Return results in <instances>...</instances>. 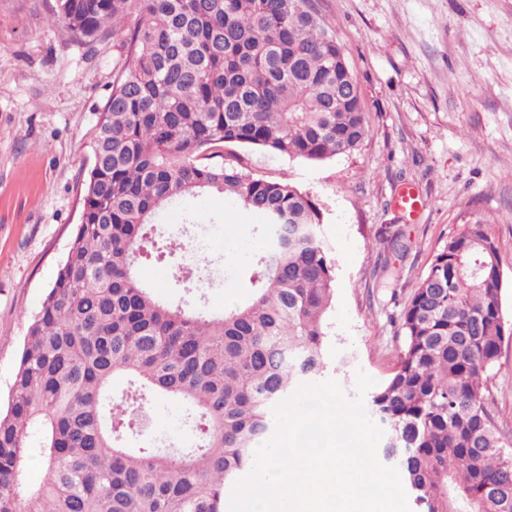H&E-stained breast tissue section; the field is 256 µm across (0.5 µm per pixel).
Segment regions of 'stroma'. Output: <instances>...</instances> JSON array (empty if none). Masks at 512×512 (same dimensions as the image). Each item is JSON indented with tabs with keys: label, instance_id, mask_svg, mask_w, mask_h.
Returning <instances> with one entry per match:
<instances>
[{
	"label": "stroma",
	"instance_id": "stroma-1",
	"mask_svg": "<svg viewBox=\"0 0 512 512\" xmlns=\"http://www.w3.org/2000/svg\"><path fill=\"white\" fill-rule=\"evenodd\" d=\"M53 0H0V408H6L29 323L51 288L80 220L90 138L112 88V37L86 46L51 25ZM356 78L371 129L361 148L318 163L247 146L256 176L289 181L323 212L335 260L324 379L356 397V377L391 375L396 318L434 255L483 220L498 246L505 323L512 326V0H317ZM412 190L416 214L396 204ZM197 218L208 263L199 284L213 313L245 300V270L261 249L245 216L217 195L165 211L168 229ZM401 251L385 253L394 232ZM388 268H381L380 254ZM488 386L497 426L512 438V338ZM133 448H186V412L155 397Z\"/></svg>",
	"mask_w": 512,
	"mask_h": 512
}]
</instances>
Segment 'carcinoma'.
I'll return each mask as SVG.
<instances>
[{
    "instance_id": "1",
    "label": "carcinoma",
    "mask_w": 512,
    "mask_h": 512,
    "mask_svg": "<svg viewBox=\"0 0 512 512\" xmlns=\"http://www.w3.org/2000/svg\"><path fill=\"white\" fill-rule=\"evenodd\" d=\"M84 44L112 33L121 62L90 142L80 223L28 326L0 410V512H224L274 429L272 407L326 369L334 261L323 213L288 177L254 176L248 146L320 162L369 136L356 80L315 0H55ZM215 192L262 216L252 294L212 315L139 277L177 269L154 228ZM498 248L478 220L434 256L400 315L396 368L367 401L416 512H512V441L486 382L507 329ZM125 381L121 398L114 384ZM187 406L192 448H129L131 403ZM44 429L47 478L21 469Z\"/></svg>"
}]
</instances>
